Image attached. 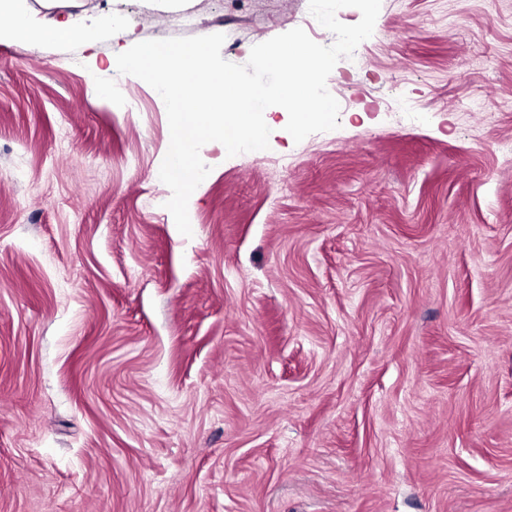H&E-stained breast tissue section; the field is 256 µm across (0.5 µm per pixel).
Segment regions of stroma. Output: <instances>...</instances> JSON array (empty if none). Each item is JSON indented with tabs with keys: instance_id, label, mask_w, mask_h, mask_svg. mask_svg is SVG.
Here are the masks:
<instances>
[{
	"instance_id": "1",
	"label": "stroma",
	"mask_w": 512,
	"mask_h": 512,
	"mask_svg": "<svg viewBox=\"0 0 512 512\" xmlns=\"http://www.w3.org/2000/svg\"><path fill=\"white\" fill-rule=\"evenodd\" d=\"M0 14V512H512V0H382L339 128L200 150L108 66L294 28L308 0H27ZM24 0H1L0 12L13 16L10 37L18 42H39L55 44L63 42L82 41L91 43L96 38V31L83 25L79 19L69 17L64 22L48 26L35 24L29 17Z\"/></svg>"
}]
</instances>
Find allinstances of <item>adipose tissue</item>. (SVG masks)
Instances as JSON below:
<instances>
[{
	"mask_svg": "<svg viewBox=\"0 0 512 512\" xmlns=\"http://www.w3.org/2000/svg\"><path fill=\"white\" fill-rule=\"evenodd\" d=\"M2 11L12 15L10 36L18 42L55 44L82 41L90 43L96 38L94 29L83 25L74 17L48 26L35 24L29 17L23 0H0V12Z\"/></svg>",
	"mask_w": 512,
	"mask_h": 512,
	"instance_id": "ef3b65f1",
	"label": "adipose tissue"
}]
</instances>
